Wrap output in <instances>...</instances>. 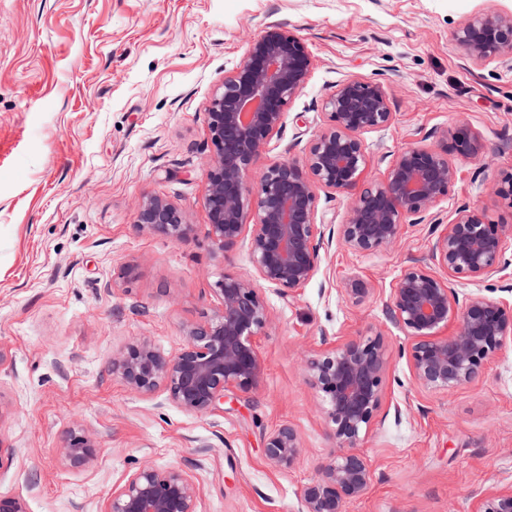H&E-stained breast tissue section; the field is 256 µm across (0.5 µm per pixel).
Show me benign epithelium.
<instances>
[{
  "instance_id": "benign-epithelium-1",
  "label": "benign epithelium",
  "mask_w": 512,
  "mask_h": 512,
  "mask_svg": "<svg viewBox=\"0 0 512 512\" xmlns=\"http://www.w3.org/2000/svg\"><path fill=\"white\" fill-rule=\"evenodd\" d=\"M453 40L472 60L507 63L512 14L475 15ZM312 68L305 42L273 23L246 40L239 65L213 92L207 127L214 152L204 169L206 237L221 254L248 241L254 273H226L216 282V310L187 329L175 354L158 352L147 339L112 354V374L132 391L162 387L178 408L202 415L220 409L229 392L256 389L263 375L257 338L272 322L260 284L294 295L314 277L320 250L333 238L352 252L370 253L397 244L408 224L431 225L436 237L430 261L441 270L410 262L385 301L388 321L411 339L408 362L415 383L452 392L512 340V304L461 298L455 289L460 279L482 280L504 268L512 224H491L466 205L444 226L432 214L457 176L450 156H476L482 149L468 124L440 132L432 147L404 148L383 179L368 182L366 147L358 134L387 125L393 112L381 84L348 78L324 100L329 124L313 135L304 158L275 161L253 175L254 161L280 133L285 107L303 91ZM320 188L352 195L335 233L317 223ZM493 191L512 208V172ZM136 227L175 243L194 232L183 213L158 196L139 204ZM343 292L358 304L370 288L353 280ZM451 321L452 333L441 335ZM387 365L379 330L330 343L306 360L305 379L323 403L334 449L303 489V512H345L349 501L368 493L372 472L360 443L381 408ZM98 452L87 437L58 449L72 470L86 467ZM264 453L272 468L289 470L303 453L300 436L282 426L266 437ZM199 499L200 489L183 469L145 465L112 492L106 512H198ZM0 512H26L25 501L0 494ZM478 512H512V488L481 494Z\"/></svg>"
}]
</instances>
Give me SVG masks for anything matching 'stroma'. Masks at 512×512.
Returning a JSON list of instances; mask_svg holds the SVG:
<instances>
[{
  "label": "stroma",
  "mask_w": 512,
  "mask_h": 512,
  "mask_svg": "<svg viewBox=\"0 0 512 512\" xmlns=\"http://www.w3.org/2000/svg\"><path fill=\"white\" fill-rule=\"evenodd\" d=\"M486 12L511 14L512 0H0V438L16 450L0 493L24 496L28 512H106L113 490L149 464L185 470L199 512H302L303 488L334 448L304 358L374 328L388 368L361 447L373 478L346 512H477L479 491L512 487V342L447 394L413 381L409 340L385 319L402 269L430 258L426 224L371 253L321 249L294 296L262 286L272 316L259 340L263 376L223 410L185 412L165 390L131 393L110 371L113 352L143 336L175 353L213 312L216 281L254 271L246 243L220 255L205 236L203 162L211 95L239 64L245 34L270 23L305 41L313 70L255 169L304 155L340 81H374L393 119L360 135L367 178L463 120L483 149L453 156L439 217L467 204L512 222L490 189L512 171V67L466 59L452 39ZM149 196L183 211L195 227L187 242L138 231L136 206ZM504 259V271L458 292L511 303L512 246ZM354 279L371 290L358 305L343 292ZM283 424L303 444L286 472L263 452ZM82 434L100 452L72 470L56 450Z\"/></svg>",
  "instance_id": "obj_1"
}]
</instances>
